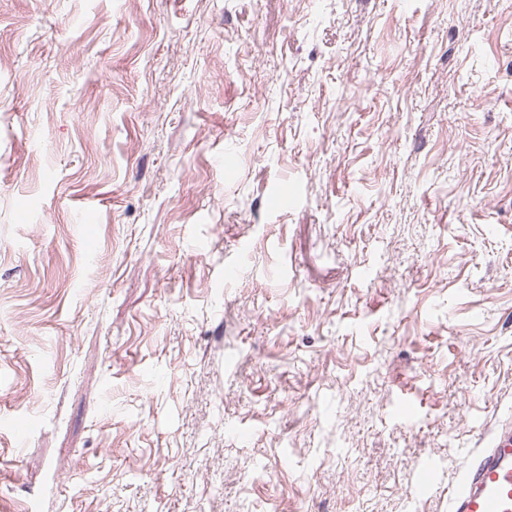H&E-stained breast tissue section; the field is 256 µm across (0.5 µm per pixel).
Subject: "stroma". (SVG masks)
<instances>
[{
    "label": "stroma",
    "mask_w": 512,
    "mask_h": 512,
    "mask_svg": "<svg viewBox=\"0 0 512 512\" xmlns=\"http://www.w3.org/2000/svg\"><path fill=\"white\" fill-rule=\"evenodd\" d=\"M510 415L512 0H0V512H448Z\"/></svg>",
    "instance_id": "obj_1"
}]
</instances>
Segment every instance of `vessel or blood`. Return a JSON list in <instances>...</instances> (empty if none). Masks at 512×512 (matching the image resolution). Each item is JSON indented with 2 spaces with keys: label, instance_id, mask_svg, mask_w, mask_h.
I'll return each mask as SVG.
<instances>
[{
  "label": "vessel or blood",
  "instance_id": "1",
  "mask_svg": "<svg viewBox=\"0 0 512 512\" xmlns=\"http://www.w3.org/2000/svg\"><path fill=\"white\" fill-rule=\"evenodd\" d=\"M448 512H512V421L497 423L450 487Z\"/></svg>",
  "mask_w": 512,
  "mask_h": 512
}]
</instances>
